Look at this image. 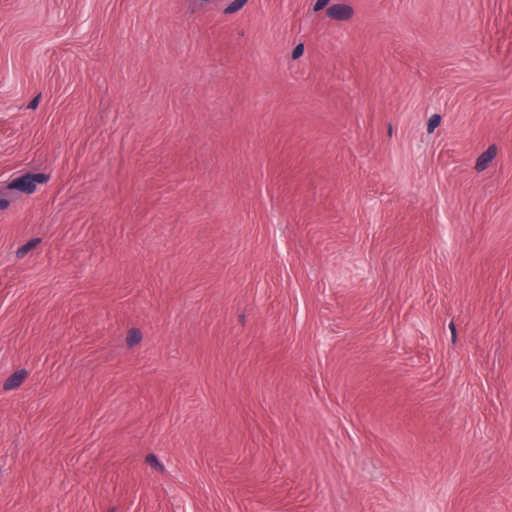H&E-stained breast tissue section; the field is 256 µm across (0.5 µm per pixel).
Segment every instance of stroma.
<instances>
[{
  "mask_svg": "<svg viewBox=\"0 0 512 512\" xmlns=\"http://www.w3.org/2000/svg\"><path fill=\"white\" fill-rule=\"evenodd\" d=\"M0 512H512V0H0Z\"/></svg>",
  "mask_w": 512,
  "mask_h": 512,
  "instance_id": "35a3bbf8",
  "label": "stroma"
}]
</instances>
